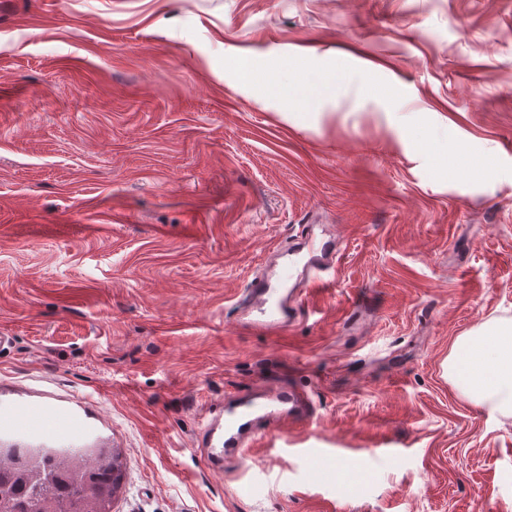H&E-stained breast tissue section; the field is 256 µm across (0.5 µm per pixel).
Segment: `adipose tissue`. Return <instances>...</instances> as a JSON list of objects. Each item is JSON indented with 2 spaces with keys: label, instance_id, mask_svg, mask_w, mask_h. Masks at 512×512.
I'll use <instances>...</instances> for the list:
<instances>
[{
  "label": "adipose tissue",
  "instance_id": "adipose-tissue-1",
  "mask_svg": "<svg viewBox=\"0 0 512 512\" xmlns=\"http://www.w3.org/2000/svg\"><path fill=\"white\" fill-rule=\"evenodd\" d=\"M448 372L462 392L490 413L512 416V326L497 324L458 337Z\"/></svg>",
  "mask_w": 512,
  "mask_h": 512
}]
</instances>
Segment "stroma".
<instances>
[{
    "instance_id": "35a3bbf8",
    "label": "stroma",
    "mask_w": 512,
    "mask_h": 512,
    "mask_svg": "<svg viewBox=\"0 0 512 512\" xmlns=\"http://www.w3.org/2000/svg\"><path fill=\"white\" fill-rule=\"evenodd\" d=\"M307 224L335 227L329 288L247 327L237 296ZM492 322L512 0H0V379L101 416L112 512H512V423L443 367ZM289 371L309 421L212 475L199 406Z\"/></svg>"
}]
</instances>
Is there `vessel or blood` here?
I'll return each mask as SVG.
<instances>
[{
    "mask_svg": "<svg viewBox=\"0 0 512 512\" xmlns=\"http://www.w3.org/2000/svg\"><path fill=\"white\" fill-rule=\"evenodd\" d=\"M301 251L285 248L280 281L262 277L249 284L243 297L251 326L273 336L283 335L297 312L284 278L300 275L304 289L323 285L324 275L334 269L336 242L306 234ZM312 414L307 394L295 386H280L265 402L239 400L228 404H204L203 424L196 446L210 470L224 471L225 458L246 463L251 448L280 432L282 418H307ZM0 445L9 448H108L112 438L98 418L83 406L59 400L35 399L12 385H0Z\"/></svg>",
    "mask_w": 512,
    "mask_h": 512,
    "instance_id": "vessel-or-blood-1",
    "label": "vessel or blood"
}]
</instances>
